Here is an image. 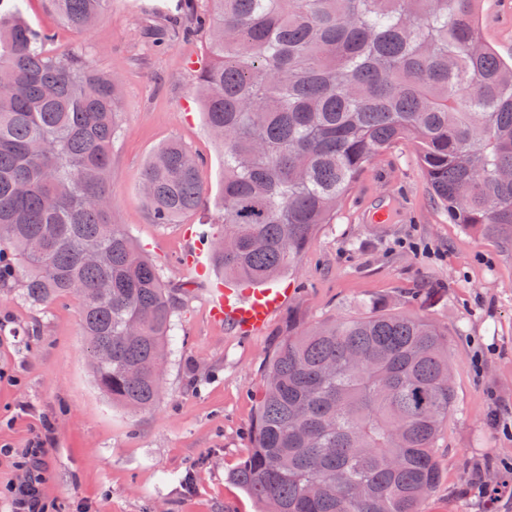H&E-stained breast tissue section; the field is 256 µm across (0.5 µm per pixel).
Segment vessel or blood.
Masks as SVG:
<instances>
[{"label":"vessel or blood","mask_w":512,"mask_h":512,"mask_svg":"<svg viewBox=\"0 0 512 512\" xmlns=\"http://www.w3.org/2000/svg\"><path fill=\"white\" fill-rule=\"evenodd\" d=\"M290 287L251 288L241 283L207 291L210 318L234 333L252 338L262 334L287 304Z\"/></svg>","instance_id":"obj_1"}]
</instances>
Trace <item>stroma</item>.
I'll list each match as a JSON object with an SVG mask.
<instances>
[{"instance_id": "obj_1", "label": "stroma", "mask_w": 512, "mask_h": 512, "mask_svg": "<svg viewBox=\"0 0 512 512\" xmlns=\"http://www.w3.org/2000/svg\"><path fill=\"white\" fill-rule=\"evenodd\" d=\"M182 7L183 0H110L105 15L78 32L47 0H28L25 17L52 33L51 52H85L120 85L114 210L179 304L160 401L135 413L97 389L76 301L36 308L0 290V444L25 448L39 413L54 416L43 490L59 512L80 503L91 512H259L232 473L250 448L265 366L289 326L358 315L378 299L417 314L423 294L435 288L440 300L427 312L448 331L458 409L438 441L448 479L421 512H512V475H501L505 487L492 496L472 483L474 464L512 461V247L450 221L411 141H398L359 173L334 219L284 274L293 293L264 333L243 339L211 321L204 290L179 263L195 249L209 267L208 282L219 276L208 248H195L185 232L220 217L223 158L193 98L206 37L152 42L153 29ZM478 29L512 61V0H481ZM171 139L203 157L205 194L197 210L156 224L141 176L154 150ZM382 208L390 209V221L374 223Z\"/></svg>"}]
</instances>
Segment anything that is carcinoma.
<instances>
[{"instance_id": "obj_1", "label": "carcinoma", "mask_w": 512, "mask_h": 512, "mask_svg": "<svg viewBox=\"0 0 512 512\" xmlns=\"http://www.w3.org/2000/svg\"><path fill=\"white\" fill-rule=\"evenodd\" d=\"M109 2L51 6L81 32ZM477 2L206 0L161 30L208 35L195 93L224 155L207 232L224 277L261 286L296 267L360 169L403 139L453 223L512 245V64L481 41ZM24 3L0 0V288L45 308L76 300L98 386L147 411L177 298L113 217L119 86L79 52L51 53ZM202 165L177 141L155 151L154 223L200 207ZM450 358L447 331L383 301L288 332L235 480L263 512H420L444 479Z\"/></svg>"}]
</instances>
